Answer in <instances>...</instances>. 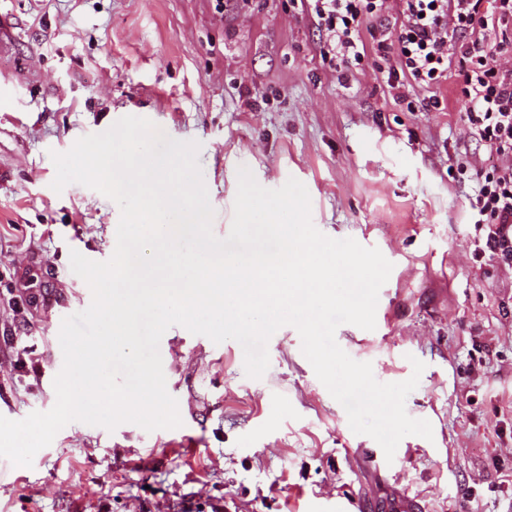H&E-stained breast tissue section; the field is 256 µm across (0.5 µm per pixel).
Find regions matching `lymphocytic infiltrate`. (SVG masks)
I'll return each instance as SVG.
<instances>
[{"instance_id": "obj_1", "label": "lymphocytic infiltrate", "mask_w": 512, "mask_h": 512, "mask_svg": "<svg viewBox=\"0 0 512 512\" xmlns=\"http://www.w3.org/2000/svg\"><path fill=\"white\" fill-rule=\"evenodd\" d=\"M324 35L323 61L340 78L369 56L385 60L382 82L395 104L426 92L442 111L449 76L464 101L461 119L495 162L474 177L470 215L485 235L476 248L512 262V0H293Z\"/></svg>"}]
</instances>
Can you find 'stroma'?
Listing matches in <instances>:
<instances>
[{
	"label": "stroma",
	"instance_id": "35a3bbf8",
	"mask_svg": "<svg viewBox=\"0 0 512 512\" xmlns=\"http://www.w3.org/2000/svg\"><path fill=\"white\" fill-rule=\"evenodd\" d=\"M0 40V286L44 298L38 359L18 364L4 338L21 316L0 296V415L54 406L62 319L88 306L70 253L103 262L116 247L117 204L54 191L51 155L136 116L200 143L216 236L245 166L267 189L301 181L317 229L382 252L375 329L335 338L382 383L422 361L406 411L433 429L386 461L294 327L252 379L238 342L174 326L159 352L182 426L70 423L32 466L0 457V512H387L405 492L424 512H512V266L474 253L466 174L488 155L456 86L435 112L395 105L381 60L338 79L292 0H0Z\"/></svg>",
	"mask_w": 512,
	"mask_h": 512
}]
</instances>
